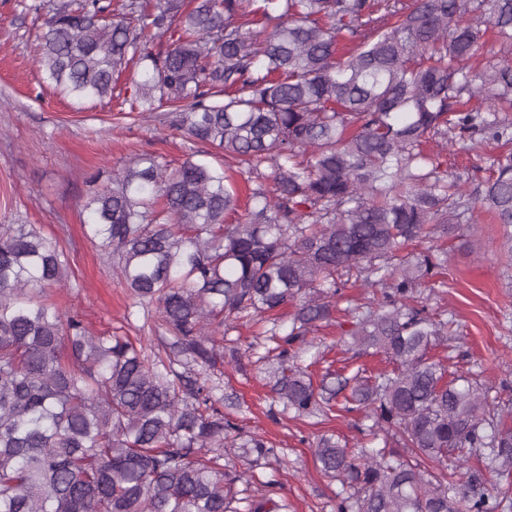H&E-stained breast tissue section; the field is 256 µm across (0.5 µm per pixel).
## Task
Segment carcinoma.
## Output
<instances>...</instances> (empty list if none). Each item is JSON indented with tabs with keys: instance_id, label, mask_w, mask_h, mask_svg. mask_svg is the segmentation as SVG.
Returning <instances> with one entry per match:
<instances>
[{
	"instance_id": "cac0c4a2",
	"label": "carcinoma",
	"mask_w": 512,
	"mask_h": 512,
	"mask_svg": "<svg viewBox=\"0 0 512 512\" xmlns=\"http://www.w3.org/2000/svg\"><path fill=\"white\" fill-rule=\"evenodd\" d=\"M490 29L512 47V0H53L45 83L101 101L133 62L130 109L176 106L171 126L224 163L138 154L86 203L87 236L169 334L152 359L64 315L70 254L0 224V512H287L278 470L259 497L236 489L231 450L253 469L274 448L243 435L207 373L247 322L275 343L270 417L359 412L382 440L314 442L335 512H499L512 483L484 472L512 475V404L430 356L454 321L419 288L448 253L406 251L458 235L481 203L512 253V152L470 192L443 160L512 142V60L486 62ZM234 163L251 186L228 224ZM351 276L371 296L341 336L392 368L316 385L299 354Z\"/></svg>"
}]
</instances>
